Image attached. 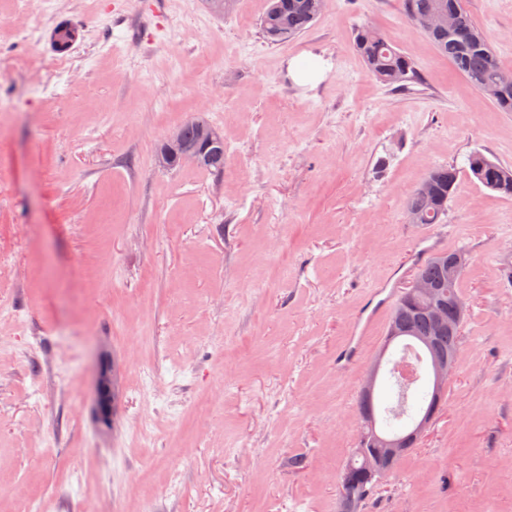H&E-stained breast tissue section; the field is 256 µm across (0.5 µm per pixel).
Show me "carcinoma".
Returning <instances> with one entry per match:
<instances>
[{"instance_id":"carcinoma-1","label":"carcinoma","mask_w":512,"mask_h":512,"mask_svg":"<svg viewBox=\"0 0 512 512\" xmlns=\"http://www.w3.org/2000/svg\"><path fill=\"white\" fill-rule=\"evenodd\" d=\"M408 23L420 29L438 11H458L456 26L452 30H425L436 51L447 58L456 69L480 90L488 84H500L499 96L493 99L500 112H512V83L505 78L512 74L503 70L485 32L463 8L462 0H402ZM326 0H269L268 8L260 20L265 36L274 42H283L304 33L322 15ZM353 48L362 58L367 70L383 85L396 91H410L421 82L419 64L395 48L376 28L363 24L353 33ZM210 124L205 115L183 124L180 134L192 141L197 137L200 124ZM470 172L485 187L512 197V167L493 161L480 151L467 156ZM461 169L454 164L437 165L423 179L429 189L417 186L406 198L404 209L411 224H440L448 212V202L459 185ZM417 276L428 281L448 297L460 293L461 279H448V268L434 256L418 270ZM424 301L417 299L406 304L400 300L394 307L390 325L396 326L401 338L407 340L401 358L412 355L418 364L415 381L409 385L395 380L390 387L392 403L387 408L391 420L411 421L423 417L429 407L431 394L419 390L423 373L433 372L435 362L448 357L460 343V332L439 328L422 311ZM372 488L359 481L352 497V507L337 498L338 512H361L372 496Z\"/></svg>"}]
</instances>
